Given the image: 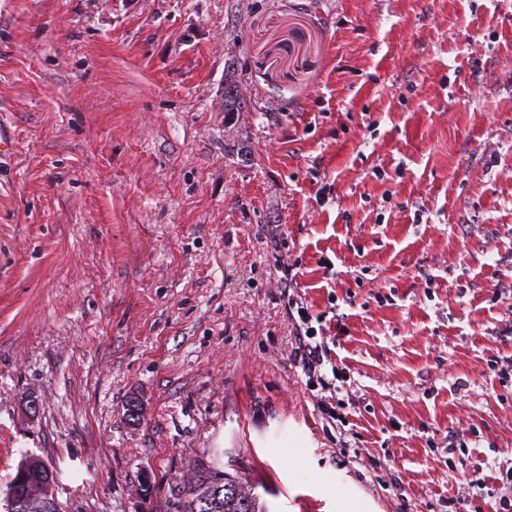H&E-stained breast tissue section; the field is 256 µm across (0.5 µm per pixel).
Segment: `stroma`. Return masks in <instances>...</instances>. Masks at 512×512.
Returning a JSON list of instances; mask_svg holds the SVG:
<instances>
[{"label": "stroma", "mask_w": 512, "mask_h": 512, "mask_svg": "<svg viewBox=\"0 0 512 512\" xmlns=\"http://www.w3.org/2000/svg\"><path fill=\"white\" fill-rule=\"evenodd\" d=\"M0 119V502L28 454L61 512H176L192 464L449 512L512 464V0H0ZM294 292L291 299L290 294H288L289 311L292 318L295 320V322H292V327L294 330L293 336H295V341L297 344L293 350L294 357L298 360L299 363H301L302 370L304 375L307 377L310 386L314 387L316 385L315 387H320L322 391H328L331 394L332 392L336 393L338 389L342 387L335 385L333 380L344 383V381L339 377L337 368L335 369V367L332 366V380L327 379L325 375L321 373L322 369L324 368V359L326 358V361L329 362L328 355L330 356L331 349L323 338L322 342L312 341L315 339V336H317V331L312 330V326H309L312 317L308 312L307 305L306 307L303 306L301 296L298 295V293L294 295ZM295 296L296 298H294ZM298 297L300 298L299 302L297 301ZM292 306H297V314L300 324L292 314Z\"/></svg>", "instance_id": "1"}]
</instances>
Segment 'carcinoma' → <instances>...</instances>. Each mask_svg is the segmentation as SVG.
<instances>
[{"label":"carcinoma","mask_w":512,"mask_h":512,"mask_svg":"<svg viewBox=\"0 0 512 512\" xmlns=\"http://www.w3.org/2000/svg\"><path fill=\"white\" fill-rule=\"evenodd\" d=\"M55 495L40 491L32 480L11 476L6 512H59ZM179 512H269L255 486L235 473L203 472L191 466L179 489Z\"/></svg>","instance_id":"1"}]
</instances>
